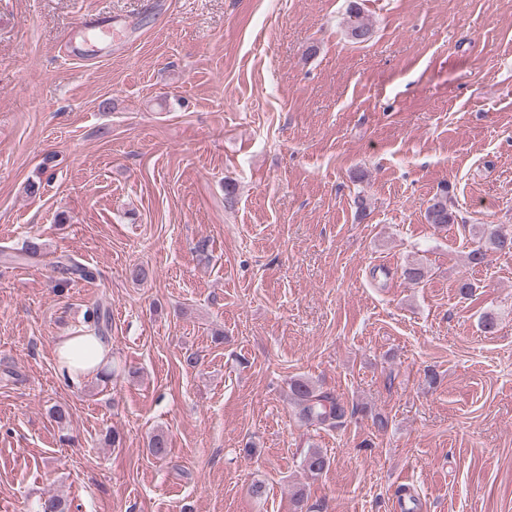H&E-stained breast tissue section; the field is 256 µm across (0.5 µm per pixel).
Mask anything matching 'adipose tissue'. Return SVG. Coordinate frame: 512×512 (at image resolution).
Masks as SVG:
<instances>
[{
	"mask_svg": "<svg viewBox=\"0 0 512 512\" xmlns=\"http://www.w3.org/2000/svg\"><path fill=\"white\" fill-rule=\"evenodd\" d=\"M54 351L61 375L71 383L79 384L99 376L112 355V342L80 332L58 337Z\"/></svg>",
	"mask_w": 512,
	"mask_h": 512,
	"instance_id": "ef3b65f1",
	"label": "adipose tissue"
}]
</instances>
